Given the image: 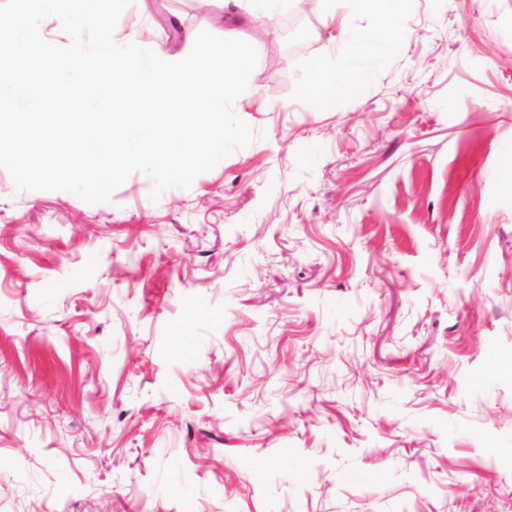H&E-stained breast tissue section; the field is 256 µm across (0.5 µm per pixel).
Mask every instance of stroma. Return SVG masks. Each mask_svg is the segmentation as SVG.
Returning a JSON list of instances; mask_svg holds the SVG:
<instances>
[{
    "instance_id": "35a3bbf8",
    "label": "stroma",
    "mask_w": 512,
    "mask_h": 512,
    "mask_svg": "<svg viewBox=\"0 0 512 512\" xmlns=\"http://www.w3.org/2000/svg\"><path fill=\"white\" fill-rule=\"evenodd\" d=\"M205 2L262 61L247 147L156 200L0 169V512H512V0H403L316 110L344 4L289 49ZM185 5L113 37L189 53ZM351 12L340 21V49L336 63L317 57L307 79L299 88L300 99L312 109L335 101L336 97L356 91L364 69L399 48L396 31L400 24L397 10L388 8L394 0H348ZM374 13L379 18L382 35L373 38L356 25L354 14Z\"/></svg>"
}]
</instances>
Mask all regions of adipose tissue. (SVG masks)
Instances as JSON below:
<instances>
[{
	"mask_svg": "<svg viewBox=\"0 0 512 512\" xmlns=\"http://www.w3.org/2000/svg\"><path fill=\"white\" fill-rule=\"evenodd\" d=\"M351 12L340 21V49L337 61L315 58L307 79L299 88L300 99L310 108H318L336 97L356 91L364 69L399 48L396 31L400 24L397 10L388 0H348ZM373 13L379 18L380 37L374 38L355 24L359 13Z\"/></svg>",
	"mask_w": 512,
	"mask_h": 512,
	"instance_id": "ef3b65f1",
	"label": "adipose tissue"
}]
</instances>
